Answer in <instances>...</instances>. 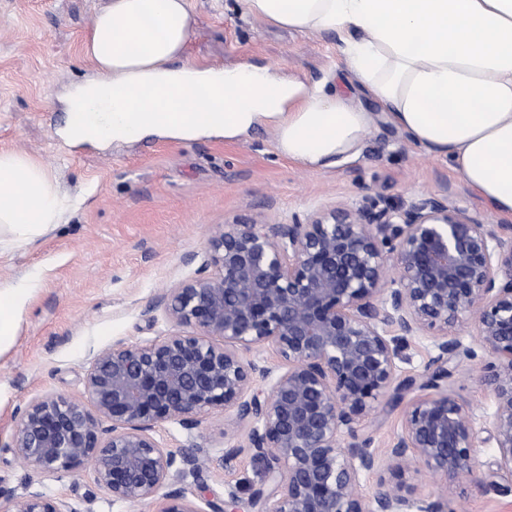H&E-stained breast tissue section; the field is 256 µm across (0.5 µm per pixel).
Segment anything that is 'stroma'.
Masks as SVG:
<instances>
[{
    "label": "stroma",
    "mask_w": 512,
    "mask_h": 512,
    "mask_svg": "<svg viewBox=\"0 0 512 512\" xmlns=\"http://www.w3.org/2000/svg\"><path fill=\"white\" fill-rule=\"evenodd\" d=\"M107 3L0 0V151L38 162L69 202L59 224L31 242L0 234V285L30 283L12 335L0 340V492L41 493L72 512H151L112 502L89 468L48 476L22 464L4 443L32 400L84 399L94 354L169 332L156 300L163 289L204 274L212 228L260 214L302 222L338 204L383 208L422 196L454 203L486 224L500 218L447 159L429 155L387 121L349 71L336 34L281 27L250 15L242 0H190L186 60L217 69L262 67L331 97L344 94L374 115L355 157L307 168L279 151L270 119L233 139L68 141L70 94L99 75L83 41ZM151 434L165 448L201 449V477L216 496L228 485L248 495L260 481L249 451L225 461V448L241 438L225 434L222 412L193 429L160 422ZM418 492L447 496L446 483L428 481ZM447 498L456 512H512V496L486 495L470 484Z\"/></svg>",
    "instance_id": "obj_1"
}]
</instances>
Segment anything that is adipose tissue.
Returning a JSON list of instances; mask_svg holds the SVG:
<instances>
[{
	"instance_id": "obj_1",
	"label": "adipose tissue",
	"mask_w": 512,
	"mask_h": 512,
	"mask_svg": "<svg viewBox=\"0 0 512 512\" xmlns=\"http://www.w3.org/2000/svg\"><path fill=\"white\" fill-rule=\"evenodd\" d=\"M243 2L249 14L287 28L336 33L349 70L388 122L448 159L494 211L512 217V0ZM191 26L189 0H110L83 45L102 77L74 92L99 118L72 124L69 138H232L266 117L280 151L307 167L358 153L372 113L264 69L184 61ZM64 210L39 163L0 152L1 225L32 240Z\"/></svg>"
}]
</instances>
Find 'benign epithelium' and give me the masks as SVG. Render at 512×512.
Here are the masks:
<instances>
[{
  "label": "benign epithelium",
  "instance_id": "obj_1",
  "mask_svg": "<svg viewBox=\"0 0 512 512\" xmlns=\"http://www.w3.org/2000/svg\"><path fill=\"white\" fill-rule=\"evenodd\" d=\"M205 255L207 274L158 297L167 335L98 352L88 402L31 401L5 447L49 476L87 465L112 501L158 499L156 512H448V498L415 494L418 478L512 494L511 224L434 198L340 204L304 223L218 226ZM411 338L427 342L426 361L404 376ZM261 348L283 367L248 357ZM463 359L491 400L481 420L448 386ZM414 389L400 435L378 450L370 419ZM216 410L244 436L224 459L246 448L263 465L246 498L233 487L211 498L199 455L150 434L161 421L193 429ZM488 444L484 470L476 449ZM370 474L380 479L367 492ZM189 476L192 488L176 487ZM0 512L70 510L24 493L0 494Z\"/></svg>",
  "mask_w": 512,
  "mask_h": 512
}]
</instances>
